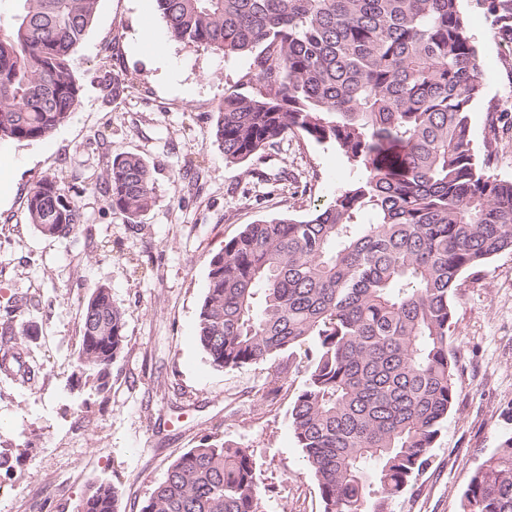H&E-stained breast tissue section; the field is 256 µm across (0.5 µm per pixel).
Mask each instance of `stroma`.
Masks as SVG:
<instances>
[{
	"mask_svg": "<svg viewBox=\"0 0 512 512\" xmlns=\"http://www.w3.org/2000/svg\"><path fill=\"white\" fill-rule=\"evenodd\" d=\"M462 7L482 61L483 94L471 112L479 149L487 101L504 103L512 122V48L494 40L476 0ZM145 24L163 38L170 74L136 44ZM249 63L174 40L155 0H99L72 54L82 88L72 118L42 140L0 143L14 160L0 168V308L26 299L22 316L35 331L26 343L40 367L31 386L0 380V512H75L96 478L116 488L118 512H140L169 466L207 435L250 450L270 487L262 512H322L288 416L303 374L275 392L269 364L217 367L195 338L209 261L225 242L260 220L305 217L360 175L335 146L299 137L259 161H226L217 107L225 92L249 93L238 83ZM116 77L124 82L117 94ZM128 152L148 164L154 197L135 224L95 189L113 158ZM282 170L288 177L280 181ZM47 176L69 188L91 234L48 237L29 224L27 195ZM307 183L311 196L297 195ZM461 283L458 402L414 493L393 512H460L472 473L512 435V254ZM98 285L124 313L126 342L105 403L88 408L89 388L71 376L82 303Z\"/></svg>",
	"mask_w": 512,
	"mask_h": 512,
	"instance_id": "35a3bbf8",
	"label": "stroma"
}]
</instances>
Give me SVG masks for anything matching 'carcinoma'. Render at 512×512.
Here are the masks:
<instances>
[{"instance_id":"carcinoma-1","label":"carcinoma","mask_w":512,"mask_h":512,"mask_svg":"<svg viewBox=\"0 0 512 512\" xmlns=\"http://www.w3.org/2000/svg\"><path fill=\"white\" fill-rule=\"evenodd\" d=\"M0 18V141H37L73 115L81 86L71 54L98 0H19ZM170 34L249 55L217 110L231 163L289 136L330 143L363 170L330 203L297 219L248 224L209 262L197 339L221 368L270 362L272 391L292 372L305 383L289 410L323 512H392L428 465L463 374L454 343L461 278L512 253V180L488 173L502 105L489 101L483 153L472 104L482 64L462 0H156ZM493 38L512 44V0H481ZM150 170L115 156L99 183L130 224L153 205ZM43 235L78 231L64 185L28 193ZM0 368L29 383L33 335L4 307ZM309 342L301 358L295 346ZM124 312L110 288L82 305L79 370L109 390L123 352ZM266 485L245 448L204 437L168 469L140 512H261ZM112 484L93 481L76 512H117ZM461 512H512V435L473 472Z\"/></svg>"}]
</instances>
